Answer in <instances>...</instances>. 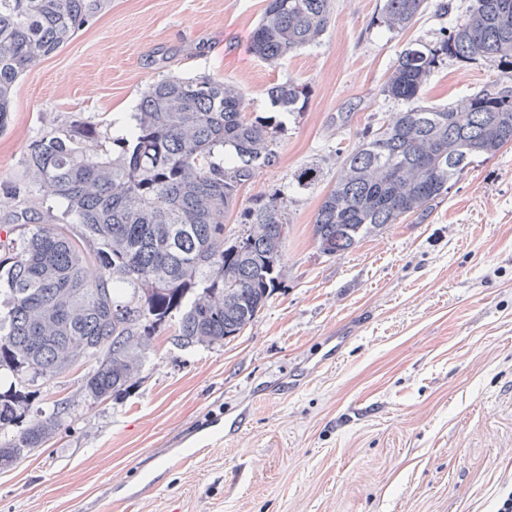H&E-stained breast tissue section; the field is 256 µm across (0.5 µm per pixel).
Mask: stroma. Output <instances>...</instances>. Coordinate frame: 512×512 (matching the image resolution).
<instances>
[{"label": "stroma", "instance_id": "1", "mask_svg": "<svg viewBox=\"0 0 512 512\" xmlns=\"http://www.w3.org/2000/svg\"><path fill=\"white\" fill-rule=\"evenodd\" d=\"M337 3L319 45L271 65L249 48L265 0H112L19 82L0 182L58 128L95 126L111 149L162 74L238 83L248 112L283 124L278 166L243 199L284 191L290 229L287 277L251 326L215 349L157 337L141 385L0 470V512H496L512 492V146L472 163L425 220L321 254L313 217L340 153L397 112L380 88L402 48L450 22L430 10L396 33L375 23L381 0ZM499 74L447 62L425 101ZM287 79L309 86L303 111L267 98ZM313 162L318 181L297 188ZM85 371L27 394L23 419L75 397Z\"/></svg>", "mask_w": 512, "mask_h": 512}]
</instances>
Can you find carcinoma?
<instances>
[{
  "mask_svg": "<svg viewBox=\"0 0 512 512\" xmlns=\"http://www.w3.org/2000/svg\"><path fill=\"white\" fill-rule=\"evenodd\" d=\"M335 0H266L252 54L278 62L320 42ZM112 0H0V130L20 79L67 46ZM430 0H383L376 18L409 29ZM512 69V0H467L432 44L410 42L381 88L402 105L365 131L322 197L312 236L329 257L355 249L388 224L425 220L475 158L512 145V85L496 79L443 107L422 95L447 60ZM300 112L308 87L267 89ZM280 125L249 117L244 92L224 77L164 75L141 92L112 154L90 148L91 126L51 131L34 143L23 174L0 183V207L37 194L61 209L35 222L25 208L0 227V384L48 393L77 365L92 367L80 396L95 403L142 382L156 337L181 348L222 347L259 317L285 276L288 198L275 191L240 203L278 164ZM319 167L295 175L315 184ZM239 230L226 232L224 217ZM78 400L54 401L19 427L0 393V469L43 447L76 416Z\"/></svg>",
  "mask_w": 512,
  "mask_h": 512,
  "instance_id": "carcinoma-1",
  "label": "carcinoma"
}]
</instances>
